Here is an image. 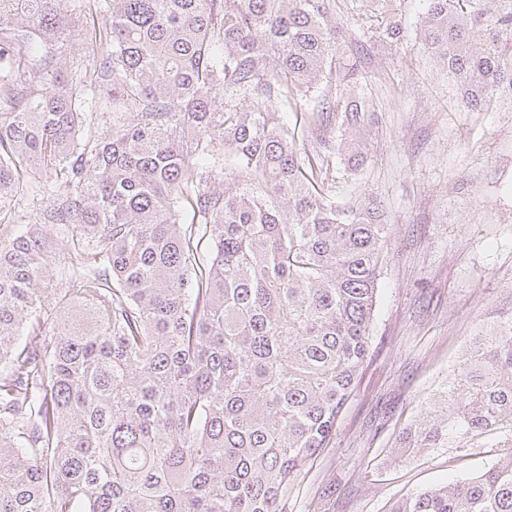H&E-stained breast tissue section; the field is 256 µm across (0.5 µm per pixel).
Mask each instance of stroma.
Wrapping results in <instances>:
<instances>
[{"label":"stroma","instance_id":"35a3bbf8","mask_svg":"<svg viewBox=\"0 0 512 512\" xmlns=\"http://www.w3.org/2000/svg\"><path fill=\"white\" fill-rule=\"evenodd\" d=\"M357 0H334L339 51H368L366 163L337 165V199L374 198L393 224L363 375L332 448L307 472L293 512H389L512 454L507 431L461 446L400 449L447 389L468 338L512 319V110L468 112L422 49L423 0H401L405 37L373 43Z\"/></svg>","mask_w":512,"mask_h":512}]
</instances>
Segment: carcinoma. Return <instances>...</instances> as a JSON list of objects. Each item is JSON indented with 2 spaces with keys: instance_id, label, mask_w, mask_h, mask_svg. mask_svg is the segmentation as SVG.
Instances as JSON below:
<instances>
[{
  "instance_id": "1",
  "label": "carcinoma",
  "mask_w": 512,
  "mask_h": 512,
  "mask_svg": "<svg viewBox=\"0 0 512 512\" xmlns=\"http://www.w3.org/2000/svg\"><path fill=\"white\" fill-rule=\"evenodd\" d=\"M425 2L422 48L467 111H497L512 0ZM328 3L80 0L86 65L40 88L28 58L70 0H0V512H293L363 371L392 230L332 193L334 161L367 159L368 66L337 54ZM395 3L362 0L371 37L403 39ZM23 194L46 198L27 223ZM505 427L512 320L469 340L404 447ZM391 512H512V454Z\"/></svg>"
}]
</instances>
